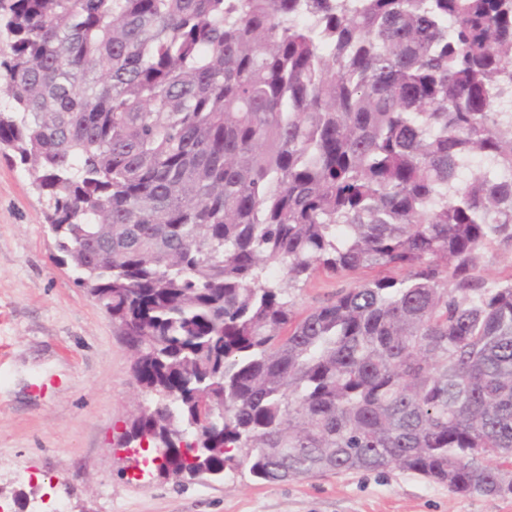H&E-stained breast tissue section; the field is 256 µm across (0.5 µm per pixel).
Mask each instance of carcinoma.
Masks as SVG:
<instances>
[{
    "label": "carcinoma",
    "mask_w": 512,
    "mask_h": 512,
    "mask_svg": "<svg viewBox=\"0 0 512 512\" xmlns=\"http://www.w3.org/2000/svg\"><path fill=\"white\" fill-rule=\"evenodd\" d=\"M3 45L4 157L150 397L120 447L512 491V0H0ZM488 268L486 274L495 279L508 274L512 266V250L504 246L495 245L487 254ZM352 280L332 279L320 276L310 282L305 288L294 292L296 310H309L320 304L340 288L349 286Z\"/></svg>",
    "instance_id": "1"
}]
</instances>
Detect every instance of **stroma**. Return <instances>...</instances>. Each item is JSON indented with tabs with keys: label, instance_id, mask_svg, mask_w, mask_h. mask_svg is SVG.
I'll use <instances>...</instances> for the list:
<instances>
[{
	"label": "stroma",
	"instance_id": "stroma-1",
	"mask_svg": "<svg viewBox=\"0 0 512 512\" xmlns=\"http://www.w3.org/2000/svg\"><path fill=\"white\" fill-rule=\"evenodd\" d=\"M46 201L0 157V504L8 512H512L397 471L264 482L248 470L177 482L124 472L116 436L142 400L132 354L54 261Z\"/></svg>",
	"mask_w": 512,
	"mask_h": 512
}]
</instances>
